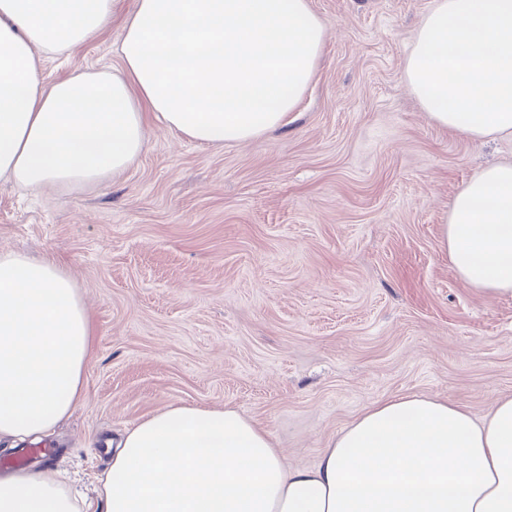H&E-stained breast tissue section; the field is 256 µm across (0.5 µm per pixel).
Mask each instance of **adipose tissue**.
I'll use <instances>...</instances> for the list:
<instances>
[{
	"label": "adipose tissue",
	"mask_w": 512,
	"mask_h": 512,
	"mask_svg": "<svg viewBox=\"0 0 512 512\" xmlns=\"http://www.w3.org/2000/svg\"><path fill=\"white\" fill-rule=\"evenodd\" d=\"M121 21V67L45 83L39 58ZM326 26L309 0H0V178L39 190L106 182L157 122L195 142L287 128ZM439 127L512 136V0H434L405 65ZM440 245L472 288L512 296V161L454 196ZM93 334L50 256L0 252V440L33 441L83 397ZM106 512H512V399L488 419L423 395L373 403L309 468L232 408L173 405L112 451ZM0 512H78L50 470L0 473Z\"/></svg>",
	"instance_id": "ef3b65f1"
}]
</instances>
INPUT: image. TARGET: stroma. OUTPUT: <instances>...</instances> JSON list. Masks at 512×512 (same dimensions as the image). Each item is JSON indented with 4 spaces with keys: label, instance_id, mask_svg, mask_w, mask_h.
Wrapping results in <instances>:
<instances>
[{
    "label": "stroma",
    "instance_id": "obj_1",
    "mask_svg": "<svg viewBox=\"0 0 512 512\" xmlns=\"http://www.w3.org/2000/svg\"><path fill=\"white\" fill-rule=\"evenodd\" d=\"M433 0H310L328 37L288 129L202 145L157 124L101 187L0 180V251L53 256L92 328L83 402L48 445L0 441V471H59L106 512L100 436L172 405L231 407L292 468L376 401L418 394L475 418L512 398V296L439 248L455 194L512 137L436 126L408 87ZM120 27L41 59L46 81L120 64Z\"/></svg>",
    "mask_w": 512,
    "mask_h": 512
}]
</instances>
